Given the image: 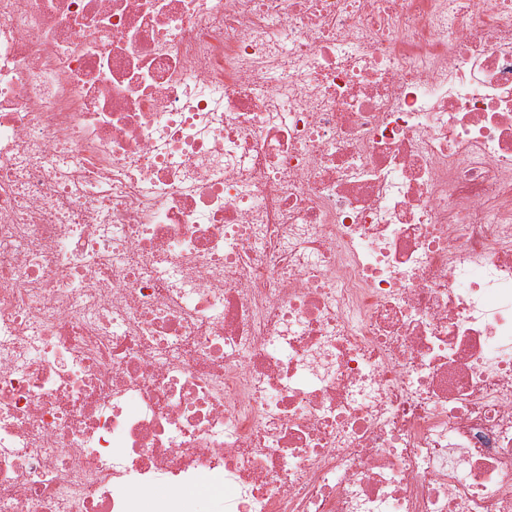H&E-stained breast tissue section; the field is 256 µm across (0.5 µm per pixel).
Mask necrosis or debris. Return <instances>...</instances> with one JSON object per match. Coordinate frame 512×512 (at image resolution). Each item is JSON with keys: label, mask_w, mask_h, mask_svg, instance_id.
Masks as SVG:
<instances>
[{"label": "necrosis or debris", "mask_w": 512, "mask_h": 512, "mask_svg": "<svg viewBox=\"0 0 512 512\" xmlns=\"http://www.w3.org/2000/svg\"><path fill=\"white\" fill-rule=\"evenodd\" d=\"M0 512H512V0H0Z\"/></svg>", "instance_id": "1"}]
</instances>
